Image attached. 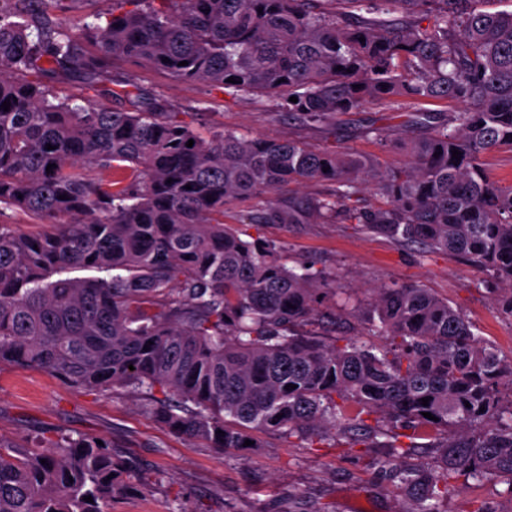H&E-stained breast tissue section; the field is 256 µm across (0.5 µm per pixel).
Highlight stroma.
<instances>
[{"instance_id": "obj_1", "label": "stroma", "mask_w": 512, "mask_h": 512, "mask_svg": "<svg viewBox=\"0 0 512 512\" xmlns=\"http://www.w3.org/2000/svg\"><path fill=\"white\" fill-rule=\"evenodd\" d=\"M112 76L165 99L182 112H201L211 126L239 135L296 140L309 146L337 148L372 158L380 168L402 167L408 160L401 142L416 135L412 105L390 111L366 104L338 116L335 134L280 119L276 103L196 82H176L157 69L115 60ZM384 128L389 145L375 140ZM256 199L231 200L224 222L247 241L277 245L288 266L313 264L338 287L351 307L337 313L332 336L357 339L365 324L355 312L369 289L390 282H414L459 310L473 332L499 356L512 357V315L500 303L502 284L466 257L397 243L355 224H247ZM148 397L132 387L107 391L77 388L36 367L0 366V438L31 443L41 433L92 434L111 441L116 453L136 463L150 491L127 490L112 512H413L414 499L388 482L370 464L376 448L353 444L345 435L328 436L308 446L274 432L259 434L258 447L219 451L201 439L170 433L144 411ZM497 480L458 481L448 494L445 512H467L471 502L486 512H512V498Z\"/></svg>"}]
</instances>
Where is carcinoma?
<instances>
[{"instance_id": "carcinoma-1", "label": "carcinoma", "mask_w": 512, "mask_h": 512, "mask_svg": "<svg viewBox=\"0 0 512 512\" xmlns=\"http://www.w3.org/2000/svg\"><path fill=\"white\" fill-rule=\"evenodd\" d=\"M85 2L0 0V211L54 228L30 236L0 224V365L143 390L154 421L221 450L257 448L256 434L270 431L323 441L337 428L388 449L372 465L415 492V512H442L460 476L502 478L512 496V358L412 283L371 289L367 330L381 344L329 339L320 328L336 317L327 304L340 289L224 224L226 201L264 196L246 223L342 218L459 253L507 285L512 313V184L482 162L512 150V10L477 0H112L94 21L68 23L64 13ZM113 58L273 98L288 118L329 133L370 101L455 110L416 113L427 135L405 140V166L381 170L291 140L202 133L197 113L138 88L125 91L132 108L114 109ZM71 75L94 99L53 95L49 82ZM310 180L335 183V194L279 203L282 188ZM360 181L385 204L359 205ZM75 268L110 276H65ZM423 434L440 452L435 469L408 463ZM97 440L0 439V512H111L129 485L148 490L112 442Z\"/></svg>"}]
</instances>
